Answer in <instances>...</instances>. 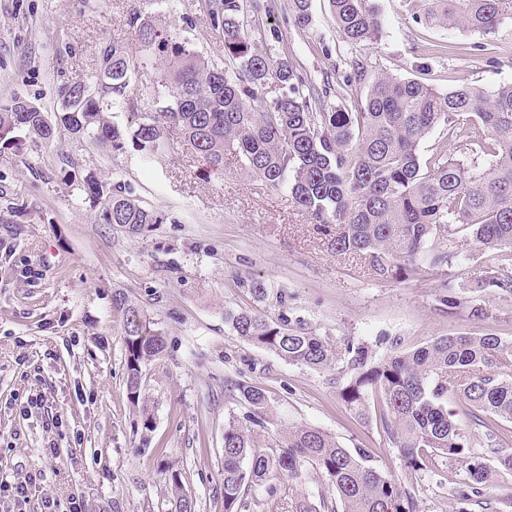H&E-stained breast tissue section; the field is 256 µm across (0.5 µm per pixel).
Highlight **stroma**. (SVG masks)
I'll return each instance as SVG.
<instances>
[{"label": "stroma", "mask_w": 512, "mask_h": 512, "mask_svg": "<svg viewBox=\"0 0 512 512\" xmlns=\"http://www.w3.org/2000/svg\"><path fill=\"white\" fill-rule=\"evenodd\" d=\"M259 3L241 17L245 29L261 27L259 49L288 58L333 104L363 97L368 79L383 72L443 92L512 82V18L484 37L414 22L420 0H380V39L354 45L337 32L329 0H310L304 27L290 0ZM134 11L223 61L224 35L202 0H0V98L17 93L50 113L60 84L95 74L103 44L140 57L127 23ZM481 41L493 57L475 50ZM359 66L365 80L345 83ZM90 171L125 185L164 223L137 231L101 223L78 186ZM11 206L22 213L17 223H0V476L39 475L22 512H41L47 497L69 512L74 496L81 512H172L174 471L195 512H224V424L249 411L230 379L265 390L275 417L262 440L308 424L346 447L370 449L380 470L402 473L379 420L356 421L340 400L341 367L289 364L236 336L225 309L335 343L364 341L379 358L397 339L406 349L448 335L512 339V295L485 283L488 271L512 272V249L462 241L448 265L378 276L364 256L337 254L286 189L265 186L232 159L213 172L175 135L148 163L133 149L115 153L68 135L47 146L0 142V211ZM253 278L267 283L264 300L251 295ZM118 288L166 333L163 353L142 367L135 403L122 324L112 313ZM447 288L461 300L453 312L439 302ZM474 302L489 314L471 316ZM464 476L458 462L416 475L409 488L419 512H451ZM322 486L309 468L301 480L250 488L241 512H296Z\"/></svg>", "instance_id": "stroma-1"}]
</instances>
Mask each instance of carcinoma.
Masks as SVG:
<instances>
[{"label": "carcinoma", "instance_id": "1", "mask_svg": "<svg viewBox=\"0 0 512 512\" xmlns=\"http://www.w3.org/2000/svg\"><path fill=\"white\" fill-rule=\"evenodd\" d=\"M340 36L370 45L382 33L378 0H329ZM214 28L224 33L226 65L206 59L188 42L139 15L130 16L144 58L106 44L93 80L74 79L59 93L54 118L18 94L0 100V138L24 134L37 144L62 135L122 151L127 145L149 159L176 133L215 172L232 157L245 173L272 188L285 187L316 230L331 237L338 254H362L381 277L407 275L418 265L440 267L454 258L448 247L464 231L484 249L512 248V83L494 88L458 85L441 92L416 80L381 73L365 99L312 109L304 80L286 58L260 53L244 31V0H204ZM294 21L305 26L309 0H291ZM512 16V0H427L416 22L488 35ZM158 71L151 109L126 100L132 75ZM284 92L270 105L259 90L269 79ZM126 104L125 123L112 110ZM479 125L475 144L491 156L480 167L446 152L422 161L419 144L438 127L461 138ZM80 187L100 219L132 231L161 224L164 217L126 195L122 186L106 193L93 173ZM112 312L123 322L126 390L133 401L142 388V365L164 349V331L121 291ZM224 322L239 338L294 365L320 370L343 365L348 375L338 395L358 419L377 398L382 429L407 474L437 473L439 459L465 463L468 482L453 512H471L512 455L500 453L504 433L466 435L448 411V397L463 399L473 418L489 413L512 423V340L495 334L439 336L427 345L375 358L364 342L333 344L308 329L293 330L246 310H224ZM227 386L251 407L247 423L224 424V512H238L248 488L284 477L297 481L308 464L324 487L318 501L299 512H418L400 479L372 464L367 448H347L326 431L291 426L266 449L254 427L273 411L259 387L230 380ZM488 448L477 455L473 448ZM175 512H195L180 475H171Z\"/></svg>", "mask_w": 512, "mask_h": 512}]
</instances>
